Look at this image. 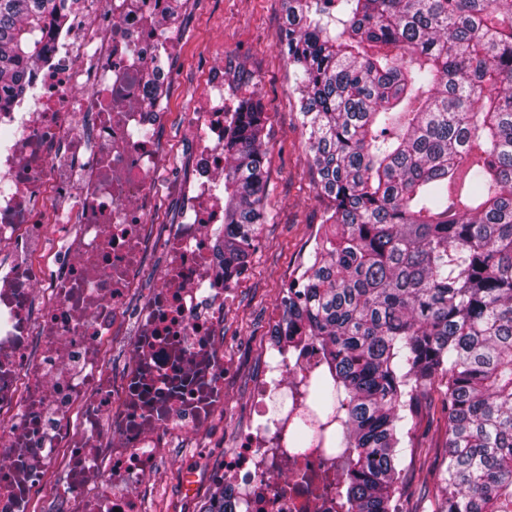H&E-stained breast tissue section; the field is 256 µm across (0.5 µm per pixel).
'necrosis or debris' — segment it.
<instances>
[{
    "instance_id": "necrosis-or-debris-1",
    "label": "necrosis or debris",
    "mask_w": 512,
    "mask_h": 512,
    "mask_svg": "<svg viewBox=\"0 0 512 512\" xmlns=\"http://www.w3.org/2000/svg\"><path fill=\"white\" fill-rule=\"evenodd\" d=\"M68 19L26 71L28 95L0 113V512H29L55 471L47 512H145L163 448L202 434L230 379L218 346L232 297L218 269L224 233V62L207 69L184 128L186 178L166 171L168 119L151 81L172 77L180 44L172 0H67ZM183 198L166 225L159 288L138 295L163 195ZM131 326L114 384L105 347ZM274 355L254 389L258 425L224 458L230 512H336L320 462L298 442L309 420L291 400L308 354Z\"/></svg>"
}]
</instances>
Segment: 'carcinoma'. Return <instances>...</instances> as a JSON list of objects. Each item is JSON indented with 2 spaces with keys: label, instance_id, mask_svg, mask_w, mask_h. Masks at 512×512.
Instances as JSON below:
<instances>
[{
  "label": "carcinoma",
  "instance_id": "cac0c4a2",
  "mask_svg": "<svg viewBox=\"0 0 512 512\" xmlns=\"http://www.w3.org/2000/svg\"><path fill=\"white\" fill-rule=\"evenodd\" d=\"M322 233L282 299L295 373L346 467L337 512H404L421 409L445 420L435 512H512V0H284ZM66 0H0V112ZM265 105L224 128V277L268 211Z\"/></svg>",
  "mask_w": 512,
  "mask_h": 512
}]
</instances>
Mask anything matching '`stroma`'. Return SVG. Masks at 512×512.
Masks as SVG:
<instances>
[{
  "mask_svg": "<svg viewBox=\"0 0 512 512\" xmlns=\"http://www.w3.org/2000/svg\"><path fill=\"white\" fill-rule=\"evenodd\" d=\"M283 17V0H189L187 22L178 32L181 50L170 60L173 80L162 139L172 157V175L184 173L189 163L184 140L188 96L213 63L214 46L223 45L226 111H235L240 99L253 91L265 104L266 204L275 221L265 225L248 271L235 284V299L224 310L221 346L224 365L232 373L224 407L202 435L165 450L150 483L147 512H202L225 453L236 433L250 424L253 382L261 370L267 327L281 320L283 291L321 222L311 156L296 118L293 70L276 43ZM417 435L420 448L405 499L408 512H431L422 493L424 486L435 483L445 424L439 415L423 412Z\"/></svg>",
  "mask_w": 512,
  "mask_h": 512,
  "instance_id": "obj_1",
  "label": "stroma"
}]
</instances>
